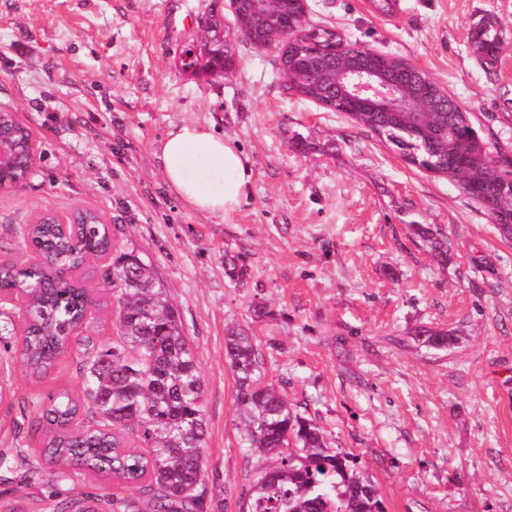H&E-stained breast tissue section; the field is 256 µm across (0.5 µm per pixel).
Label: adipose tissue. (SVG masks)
<instances>
[{"instance_id": "adipose-tissue-1", "label": "adipose tissue", "mask_w": 512, "mask_h": 512, "mask_svg": "<svg viewBox=\"0 0 512 512\" xmlns=\"http://www.w3.org/2000/svg\"><path fill=\"white\" fill-rule=\"evenodd\" d=\"M160 159L169 190L197 213L223 218L246 200L253 178L249 156L207 127L185 124L171 130L160 144Z\"/></svg>"}]
</instances>
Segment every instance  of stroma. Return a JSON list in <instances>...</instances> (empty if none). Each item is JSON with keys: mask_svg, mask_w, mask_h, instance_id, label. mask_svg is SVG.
I'll use <instances>...</instances> for the list:
<instances>
[{"mask_svg": "<svg viewBox=\"0 0 512 512\" xmlns=\"http://www.w3.org/2000/svg\"><path fill=\"white\" fill-rule=\"evenodd\" d=\"M212 0H0V105L35 142V171L0 193V262L33 255L17 232L49 211L96 212L113 253L165 284L204 379L208 512H240L267 458L245 448L224 329L249 326L266 382L350 453L385 512H512V237L455 180L404 159L346 113L287 92L279 54L219 14L235 66L184 74ZM307 26L425 69L469 114L493 157L512 159V0H307ZM485 24L501 50L483 58ZM198 123L251 159L247 199L207 217L167 188L159 145ZM448 236L447 266L413 225ZM111 256L80 272L93 305L71 352L42 377L20 362V320L0 328V512H76L140 489L41 454L32 418L82 396L81 366L116 334ZM448 330L457 347L419 344Z\"/></svg>", "mask_w": 512, "mask_h": 512, "instance_id": "obj_1", "label": "stroma"}]
</instances>
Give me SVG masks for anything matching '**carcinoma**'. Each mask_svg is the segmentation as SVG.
<instances>
[{
    "mask_svg": "<svg viewBox=\"0 0 512 512\" xmlns=\"http://www.w3.org/2000/svg\"><path fill=\"white\" fill-rule=\"evenodd\" d=\"M479 53L491 56L499 38L490 25L474 31ZM448 128V168L466 159L471 128L457 112L443 114ZM375 133L403 154L435 162L436 146L411 122L388 118ZM421 246L441 266L448 265V238L429 224H414ZM42 265H4L0 286L26 281L33 290L30 326L21 360L34 375L46 372L67 351L74 330L91 301L74 278L58 271L78 268L90 252L106 254L112 238L106 225L87 216L64 234L56 224H34L28 231ZM112 292L117 334L83 364L88 425L73 426L80 407L67 395L40 411L48 439L44 454L59 461L76 458L94 472H108L139 487L148 482L146 507L112 497V512H207L202 483L205 420L204 383L194 346L164 285L139 255L112 257ZM423 345L448 350L460 337L445 330H423ZM224 350L236 384V404L246 447L274 458L245 492L246 512H385L378 489L358 474L350 454L329 448L322 429L299 414L273 386L262 381L255 339L240 325L224 332ZM136 437L138 447L129 446Z\"/></svg>",
    "mask_w": 512,
    "mask_h": 512,
    "instance_id": "carcinoma-1",
    "label": "carcinoma"
}]
</instances>
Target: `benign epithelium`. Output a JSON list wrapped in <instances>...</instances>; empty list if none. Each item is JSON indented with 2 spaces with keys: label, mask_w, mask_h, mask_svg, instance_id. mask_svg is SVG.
<instances>
[{
  "label": "benign epithelium",
  "mask_w": 512,
  "mask_h": 512,
  "mask_svg": "<svg viewBox=\"0 0 512 512\" xmlns=\"http://www.w3.org/2000/svg\"><path fill=\"white\" fill-rule=\"evenodd\" d=\"M239 34L263 47L276 48L280 53V68L288 82L300 86L322 82L326 89L321 104L334 107L337 101L348 105V115L360 118L365 112H397L413 121L428 124L434 112H451L455 101L422 68L408 62L387 58L383 65L373 64L379 53L371 48L344 43L341 35L329 30L328 50L318 55L311 66L293 67L289 60L298 46L308 41L309 31L299 27L305 21L307 0H229ZM206 48L194 42L181 52L180 64L187 73L199 71ZM18 133L0 121V193L23 187L33 173L28 162L24 176L6 181L3 174L21 168V146ZM465 175V188L471 191L485 179L477 167H460Z\"/></svg>",
  "instance_id": "benign-epithelium-1"
}]
</instances>
